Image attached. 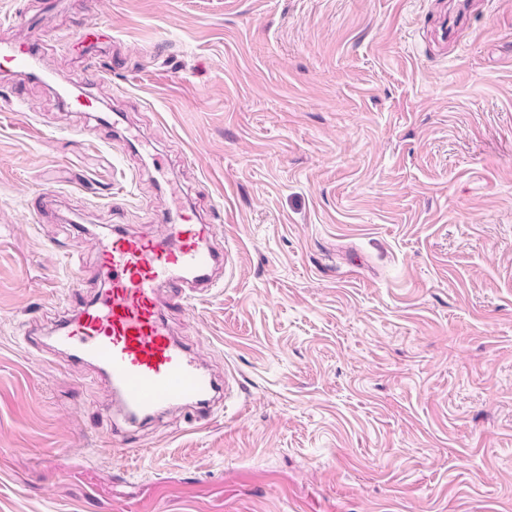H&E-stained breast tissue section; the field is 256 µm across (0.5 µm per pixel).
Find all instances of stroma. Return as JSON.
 Wrapping results in <instances>:
<instances>
[{
    "instance_id": "1",
    "label": "stroma",
    "mask_w": 512,
    "mask_h": 512,
    "mask_svg": "<svg viewBox=\"0 0 512 512\" xmlns=\"http://www.w3.org/2000/svg\"><path fill=\"white\" fill-rule=\"evenodd\" d=\"M82 12L0 72V512H512V0H95L94 53ZM175 201L230 396L116 434L49 333Z\"/></svg>"
}]
</instances>
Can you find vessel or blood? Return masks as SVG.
I'll return each mask as SVG.
<instances>
[{
    "mask_svg": "<svg viewBox=\"0 0 512 512\" xmlns=\"http://www.w3.org/2000/svg\"><path fill=\"white\" fill-rule=\"evenodd\" d=\"M41 30L21 43L0 41V66L40 76L45 63ZM163 231L123 228L100 237L106 288L77 300L57 324L52 345L93 364L112 389L113 407L138 426L169 408L185 406L209 416L221 384L173 335L167 312L173 301L190 304L224 282L227 259L215 227L194 223L187 210L169 213Z\"/></svg>",
    "mask_w": 512,
    "mask_h": 512,
    "instance_id": "b4317fda",
    "label": "vessel or blood"
}]
</instances>
